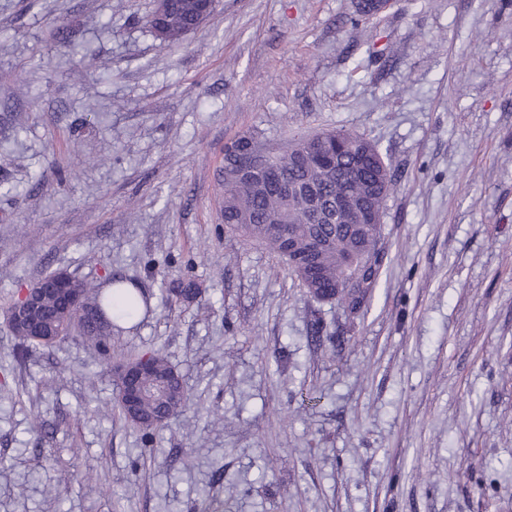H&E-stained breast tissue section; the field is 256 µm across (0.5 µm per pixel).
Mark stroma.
I'll use <instances>...</instances> for the list:
<instances>
[{
  "mask_svg": "<svg viewBox=\"0 0 512 512\" xmlns=\"http://www.w3.org/2000/svg\"><path fill=\"white\" fill-rule=\"evenodd\" d=\"M153 8L0 0V512H512V0H216L169 43ZM331 129L392 175L354 313L221 218L226 143ZM59 270L148 300L112 357L183 376L159 435L94 347L15 361L8 307Z\"/></svg>",
  "mask_w": 512,
  "mask_h": 512,
  "instance_id": "obj_1",
  "label": "stroma"
}]
</instances>
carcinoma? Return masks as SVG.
<instances>
[{
    "instance_id": "1",
    "label": "carcinoma",
    "mask_w": 512,
    "mask_h": 512,
    "mask_svg": "<svg viewBox=\"0 0 512 512\" xmlns=\"http://www.w3.org/2000/svg\"><path fill=\"white\" fill-rule=\"evenodd\" d=\"M272 164L295 185L311 184L316 196L326 203L337 194L351 197L356 210L343 217L329 214L322 219L312 216L307 207L297 201L285 200L277 186L260 178L250 180L239 176L230 161L224 162V193L222 211L224 224L245 236L268 246L280 258H286L288 249L281 241L266 238L267 225L278 223L282 241L293 243L303 251L313 237L329 242L327 248L313 253L311 262L322 273V281L311 286L301 273V265L291 266L307 293L319 301H337L355 308L364 298V289L377 279V271L363 274L353 283L344 276V261L368 259L376 249L386 197L390 190V172L376 144L363 135L336 130L326 132V138L317 145L306 138L289 141L273 153ZM110 287L76 281L81 289L86 312L72 313L62 309L59 297L47 299L45 310L57 328L66 337L82 344L110 350L112 330H121V324L134 323L148 312V304L138 288L124 287L125 281L109 280ZM198 288L191 282H179L169 289L168 301L196 298ZM12 334L19 341L16 357L27 358L29 348H52L56 342L31 338L21 331ZM145 363L138 382L140 396L136 414H131L124 392L126 379L123 367ZM115 394L112 412L146 434L167 426L188 406L189 396L182 376L167 357L159 351L126 355L113 368Z\"/></svg>"
}]
</instances>
